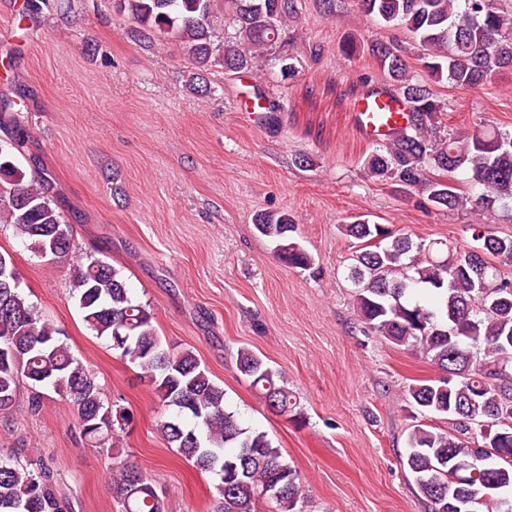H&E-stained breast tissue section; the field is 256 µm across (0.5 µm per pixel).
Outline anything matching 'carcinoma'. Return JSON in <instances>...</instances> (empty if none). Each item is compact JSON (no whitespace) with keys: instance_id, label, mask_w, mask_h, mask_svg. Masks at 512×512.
Returning <instances> with one entry per match:
<instances>
[{"instance_id":"carcinoma-1","label":"carcinoma","mask_w":512,"mask_h":512,"mask_svg":"<svg viewBox=\"0 0 512 512\" xmlns=\"http://www.w3.org/2000/svg\"><path fill=\"white\" fill-rule=\"evenodd\" d=\"M217 0H118L131 30L149 39L178 43L196 64L197 80L220 64L251 70L281 38L282 23L298 13V0H224V20L236 29L232 44L212 42ZM365 17L408 32L422 48L430 81L415 82L391 43L369 49L383 80L411 103L408 128L374 149L364 168L374 178L403 189H419L424 204L454 210L469 203L490 211L512 201V132L484 125L464 135L437 138L440 102L433 84L444 80L472 89L493 74L512 70V15L498 0H355ZM268 126L278 123L280 101L256 92ZM14 103L0 100V224L13 227L32 252L66 256L73 227L56 204L49 172L18 164L27 134L1 113ZM466 172L478 188L464 197L456 174ZM256 231L276 242L279 261L293 269L312 267L285 211L255 215ZM362 244L350 265L354 306L366 328L396 347L412 348L440 371L417 379L407 395L423 414L445 416L451 430L413 426L403 466L429 512H512V280L498 265L512 264V236L472 227L474 245L458 249L441 241L414 240L360 216L341 226ZM72 291L83 321L110 341L116 358L148 375L159 403L177 415L160 417L155 431L198 470L217 478L208 512H258L266 485L284 488L275 512H305V488L297 469L264 431L247 426L227 407L224 387L190 349L172 352L162 343L150 305L134 299L112 264L90 258L73 266ZM236 367L274 413L300 425L304 414L282 373L250 348L238 351ZM31 388V409L43 406L40 389L50 387L76 410L83 439L102 447L126 432L129 412L109 404L95 377L78 361L62 331L45 319L19 287L0 288V413L12 408L21 380ZM499 456L473 459L476 446ZM112 494L120 512H166L164 499L137 467L112 465ZM0 512H63L54 472L0 459Z\"/></svg>"}]
</instances>
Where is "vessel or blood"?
<instances>
[{"label":"vessel or blood","mask_w":512,"mask_h":512,"mask_svg":"<svg viewBox=\"0 0 512 512\" xmlns=\"http://www.w3.org/2000/svg\"><path fill=\"white\" fill-rule=\"evenodd\" d=\"M410 104L391 84L366 79L350 109V127L365 143L392 139L395 132L407 127Z\"/></svg>","instance_id":"b4317fda"}]
</instances>
